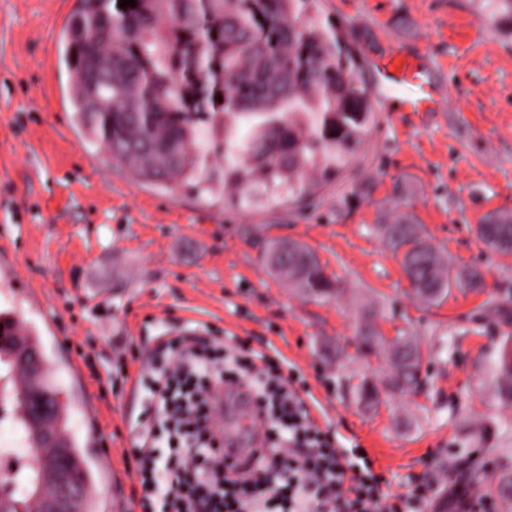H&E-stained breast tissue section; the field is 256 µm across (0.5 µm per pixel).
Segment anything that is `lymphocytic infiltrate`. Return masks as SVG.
<instances>
[{
	"mask_svg": "<svg viewBox=\"0 0 512 512\" xmlns=\"http://www.w3.org/2000/svg\"><path fill=\"white\" fill-rule=\"evenodd\" d=\"M159 348L169 354L162 364ZM145 362L153 419L134 451L141 512H385L367 452L339 447L317 425L282 360L256 356L239 338L219 354L186 328L157 341ZM241 381L255 391L265 440L234 472L211 426L212 394Z\"/></svg>",
	"mask_w": 512,
	"mask_h": 512,
	"instance_id": "lymphocytic-infiltrate-1",
	"label": "lymphocytic infiltrate"
}]
</instances>
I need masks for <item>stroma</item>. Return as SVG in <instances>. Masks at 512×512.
<instances>
[{"label":"stroma","instance_id":"1","mask_svg":"<svg viewBox=\"0 0 512 512\" xmlns=\"http://www.w3.org/2000/svg\"><path fill=\"white\" fill-rule=\"evenodd\" d=\"M77 6L0 0V312L40 339L99 490L94 512H127L139 486L123 462L145 417L146 391L128 377L135 357L165 329L199 324L282 354L312 417L340 446L366 450L389 497L422 488V512H453L457 463L487 448L482 489L512 472V403L497 398L491 366L512 326L482 315L512 291V256L476 234L487 214H512V26L492 21V0H317L311 21L336 25L359 52L369 136L341 172L311 173L304 196L260 187L243 201L224 181L223 115L199 118L209 159L199 187L140 182L91 141L64 60ZM395 52L430 66L448 108L383 103L375 68ZM400 217L452 268L480 267L484 292L418 299L380 233ZM273 240L307 245L338 294L312 301L273 277L263 263ZM367 310L431 354L418 393L386 394L390 366L352 346ZM359 377L381 390L376 406L357 403L348 381Z\"/></svg>","mask_w":512,"mask_h":512}]
</instances>
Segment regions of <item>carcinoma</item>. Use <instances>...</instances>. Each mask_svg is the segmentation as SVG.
<instances>
[{
  "mask_svg": "<svg viewBox=\"0 0 512 512\" xmlns=\"http://www.w3.org/2000/svg\"><path fill=\"white\" fill-rule=\"evenodd\" d=\"M79 0L67 32L66 62L71 104L79 123L100 148L144 183L204 179L197 116H261L242 135L241 153L224 152V181L243 189L256 174L304 195L307 170L341 171L351 147L374 122L366 87L355 79V52L338 28L306 20L313 0ZM478 238L504 255L512 248V216L494 212L477 226ZM382 234L396 251L413 292L429 305L444 301L453 287L484 288L477 266L462 279L447 271L436 250L415 236L412 224H387ZM279 261L303 273L306 295L325 301L338 292L312 251L284 252ZM500 323L512 322V296L492 300ZM359 349L384 356L391 367L388 389L405 393L420 386L423 354L408 336L384 345L371 332ZM496 367L500 394L512 400V348L502 344ZM84 484L91 480L79 448L59 426ZM22 487L26 495L47 492L33 464ZM492 493L512 512V474Z\"/></svg>",
  "mask_w": 512,
  "mask_h": 512,
  "instance_id": "cac0c4a2",
  "label": "carcinoma"
}]
</instances>
